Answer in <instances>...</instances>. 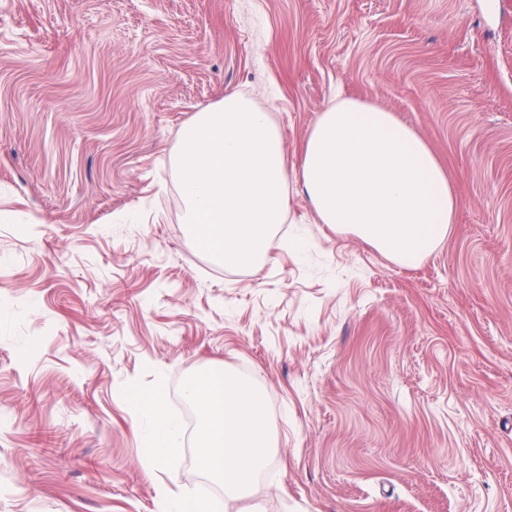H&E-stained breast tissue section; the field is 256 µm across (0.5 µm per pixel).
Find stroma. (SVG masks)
<instances>
[{
    "instance_id": "35a3bbf8",
    "label": "stroma",
    "mask_w": 512,
    "mask_h": 512,
    "mask_svg": "<svg viewBox=\"0 0 512 512\" xmlns=\"http://www.w3.org/2000/svg\"><path fill=\"white\" fill-rule=\"evenodd\" d=\"M239 93L288 153L260 270L210 271L174 156ZM339 98L394 112L456 186L418 268L318 222L299 178ZM303 243L291 247V240ZM257 386L276 456L249 500L141 400ZM512 512V0H0V512ZM145 419L143 456L145 466L163 462L170 448H177L182 436L181 422L169 413L161 390H156L143 412ZM161 496L166 502V512H209L206 501L176 494L167 488L161 489Z\"/></svg>"
}]
</instances>
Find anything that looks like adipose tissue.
I'll use <instances>...</instances> for the list:
<instances>
[{
  "label": "adipose tissue",
  "mask_w": 512,
  "mask_h": 512,
  "mask_svg": "<svg viewBox=\"0 0 512 512\" xmlns=\"http://www.w3.org/2000/svg\"><path fill=\"white\" fill-rule=\"evenodd\" d=\"M300 181L320 223L415 267L446 238L458 195L435 154L409 125L375 105L344 99L324 108L301 154ZM186 401L200 419L196 460L227 495L246 497L273 463L263 397L227 372L196 375ZM144 464L155 467L182 436L162 391L143 412Z\"/></svg>",
  "instance_id": "obj_1"
}]
</instances>
